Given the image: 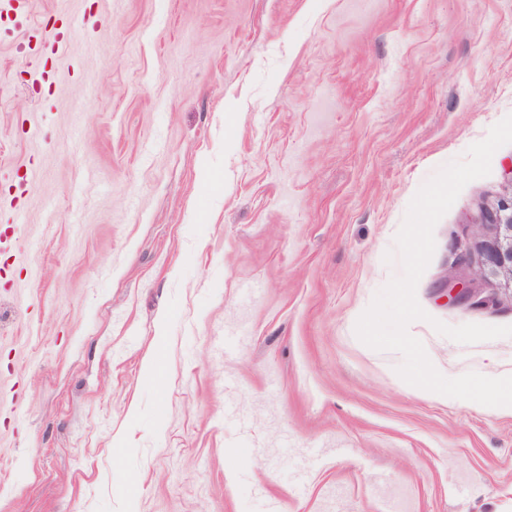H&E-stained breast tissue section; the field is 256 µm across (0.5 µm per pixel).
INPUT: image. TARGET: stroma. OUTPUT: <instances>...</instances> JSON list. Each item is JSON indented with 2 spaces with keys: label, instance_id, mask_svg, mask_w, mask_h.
Instances as JSON below:
<instances>
[{
  "label": "stroma",
  "instance_id": "1",
  "mask_svg": "<svg viewBox=\"0 0 512 512\" xmlns=\"http://www.w3.org/2000/svg\"><path fill=\"white\" fill-rule=\"evenodd\" d=\"M22 0L0 31V512H512V414L358 340L418 189L512 114V0ZM62 32L59 54L44 36ZM434 230L408 330L512 375Z\"/></svg>",
  "mask_w": 512,
  "mask_h": 512
}]
</instances>
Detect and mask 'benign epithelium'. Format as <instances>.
<instances>
[{
  "label": "benign epithelium",
  "mask_w": 512,
  "mask_h": 512,
  "mask_svg": "<svg viewBox=\"0 0 512 512\" xmlns=\"http://www.w3.org/2000/svg\"><path fill=\"white\" fill-rule=\"evenodd\" d=\"M473 226L479 228L471 251L478 260L479 278L492 288L512 289V195L482 206ZM438 291L461 307L498 304L494 293L485 294L471 286L460 287L446 279L439 283Z\"/></svg>",
  "instance_id": "7a95c632"
}]
</instances>
